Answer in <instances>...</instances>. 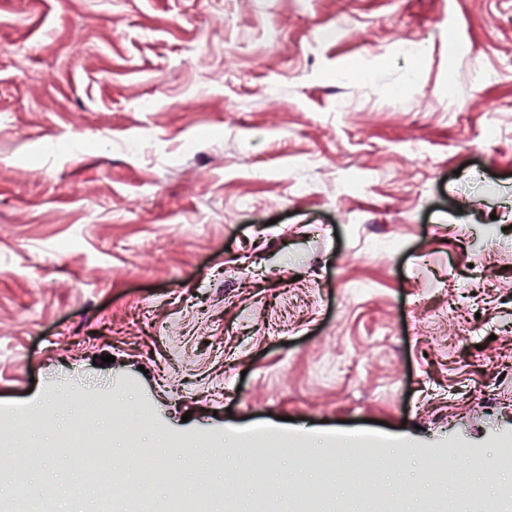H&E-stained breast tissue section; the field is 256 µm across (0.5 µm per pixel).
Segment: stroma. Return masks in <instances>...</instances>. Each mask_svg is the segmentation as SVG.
<instances>
[{
	"mask_svg": "<svg viewBox=\"0 0 512 512\" xmlns=\"http://www.w3.org/2000/svg\"><path fill=\"white\" fill-rule=\"evenodd\" d=\"M89 399L151 512L176 458L211 512H512V0H0L20 512H90ZM251 436L261 481L223 486L203 450ZM40 461L39 457L32 455L24 464H20L16 471L15 482L7 490L1 492V499L4 503L15 505L25 495V476L28 466L35 465Z\"/></svg>",
	"mask_w": 512,
	"mask_h": 512,
	"instance_id": "stroma-1",
	"label": "stroma"
}]
</instances>
